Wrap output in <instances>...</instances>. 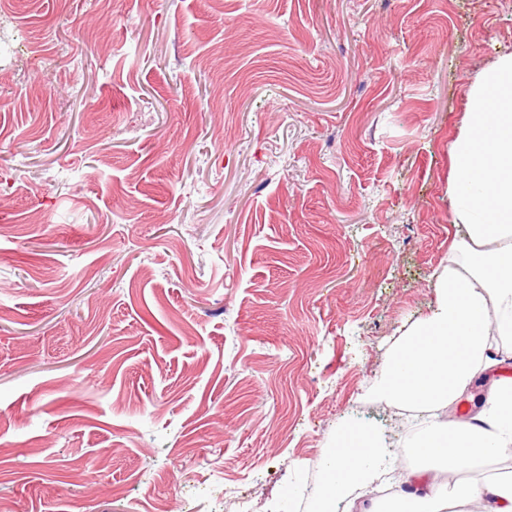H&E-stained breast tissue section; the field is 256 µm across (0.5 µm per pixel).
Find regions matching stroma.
<instances>
[{
  "label": "stroma",
  "instance_id": "stroma-1",
  "mask_svg": "<svg viewBox=\"0 0 512 512\" xmlns=\"http://www.w3.org/2000/svg\"><path fill=\"white\" fill-rule=\"evenodd\" d=\"M512 0L0 12V512H314L461 237Z\"/></svg>",
  "mask_w": 512,
  "mask_h": 512
}]
</instances>
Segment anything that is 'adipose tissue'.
Here are the masks:
<instances>
[{"instance_id":"1","label":"adipose tissue","mask_w":512,"mask_h":512,"mask_svg":"<svg viewBox=\"0 0 512 512\" xmlns=\"http://www.w3.org/2000/svg\"><path fill=\"white\" fill-rule=\"evenodd\" d=\"M473 110L450 145L452 222L465 231V258L436 281V304L408 330L375 387L382 400L421 416L406 445L418 461L400 481L390 512H439L433 473L453 476L449 493L476 512H512V471L460 479L476 461L512 454V377L498 378L464 419L439 413L468 398L479 372L499 366L495 339L512 341V56L472 88ZM385 444L373 427L345 424L326 449L316 512H336L385 473Z\"/></svg>"}]
</instances>
